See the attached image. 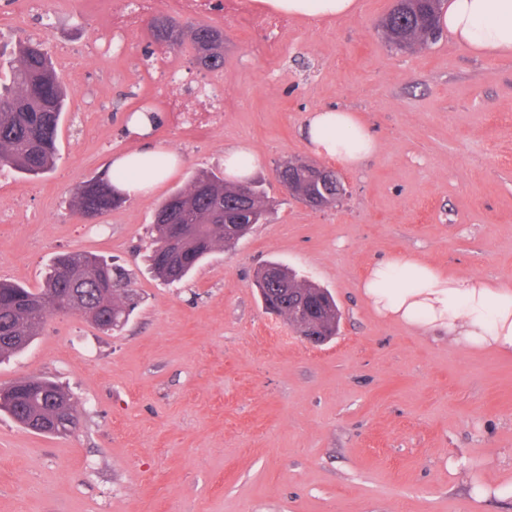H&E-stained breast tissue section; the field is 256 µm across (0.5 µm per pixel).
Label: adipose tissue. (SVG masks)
I'll list each match as a JSON object with an SVG mask.
<instances>
[{"mask_svg": "<svg viewBox=\"0 0 512 512\" xmlns=\"http://www.w3.org/2000/svg\"><path fill=\"white\" fill-rule=\"evenodd\" d=\"M260 9L309 20L343 18L358 10L357 0H257ZM449 38L479 55H512V0H444L439 17ZM307 144L319 157L356 168L378 148L355 115L318 109L305 120ZM129 126L143 144L114 158L112 181L130 194H148L178 165L177 152L147 143V113ZM368 305L381 318L422 332L442 331L465 351L491 348L512 354V283L448 274L420 258L396 255L375 262L360 281Z\"/></svg>", "mask_w": 512, "mask_h": 512, "instance_id": "obj_1", "label": "adipose tissue"}]
</instances>
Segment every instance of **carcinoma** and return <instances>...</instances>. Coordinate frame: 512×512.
<instances>
[{
  "instance_id": "1",
  "label": "carcinoma",
  "mask_w": 512,
  "mask_h": 512,
  "mask_svg": "<svg viewBox=\"0 0 512 512\" xmlns=\"http://www.w3.org/2000/svg\"><path fill=\"white\" fill-rule=\"evenodd\" d=\"M442 0H397V4L381 25V35L390 48L410 45L426 49L441 37L436 17ZM154 38L170 40L179 46L190 41L195 61L208 71L224 67L223 33L210 25L186 28L174 20H163L155 28ZM67 93L43 43L28 40L18 44L9 70L0 78V170L38 176L50 171L59 158L60 124L66 111ZM314 168L306 162H288L278 182L288 177L301 182L304 172ZM124 202L112 197V179L93 177L74 192L73 209L86 215L104 214ZM269 209L262 185L242 196L238 183L224 180L214 171L195 172L187 187L174 191L158 207L152 225V251L149 256L156 278L172 284L183 281L193 268L219 247H227L232 239L231 225L261 224L268 219ZM188 224L191 228L186 249L181 253L159 256L167 251L161 225ZM277 269L286 279V287L271 289L270 299L277 314L293 327H298L296 304L317 296V285L299 281L288 268L269 262L260 269L264 273ZM77 286L94 300L82 315L102 330L120 327L129 315L130 280L125 269L106 259L88 253H70L55 257L38 288H27L0 280V359L23 351L40 335L48 318L54 314L53 299L60 288ZM338 307L332 296L321 303L315 320L336 335ZM12 394L0 398V412L9 414L18 424L32 430L34 417H50L57 411L56 399L66 401V413L79 421L77 401L53 381L39 376L23 377L11 385Z\"/></svg>"
}]
</instances>
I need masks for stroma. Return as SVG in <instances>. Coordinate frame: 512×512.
Returning <instances> with one entry per match:
<instances>
[{
	"mask_svg": "<svg viewBox=\"0 0 512 512\" xmlns=\"http://www.w3.org/2000/svg\"><path fill=\"white\" fill-rule=\"evenodd\" d=\"M344 19L294 20L277 58L250 54L221 11L191 16L224 32L223 128L195 141L162 120L150 141L181 165L155 190L86 218L70 201L114 155L159 47L146 23L112 45L110 74L91 48L101 9L122 0H50L0 32V51L41 39L51 55L80 51L61 70L69 92L60 158L40 177L8 174L18 198L0 223V275L38 287L60 253L123 264L134 289L124 326L103 331L78 313L52 315L0 386L53 379L78 402L67 436L29 432L0 414V512H512V498L473 496L512 482V356L464 352L442 332L380 318L358 283L375 261L424 259L442 271L512 281V57L475 56L448 37L399 53L379 36L394 0H358ZM358 112L379 150L338 167L346 198L327 211L290 197L275 169L312 160L307 112ZM245 141L272 204L234 247L215 250L181 284L149 271L158 204L200 170L223 171ZM282 263L332 294L339 330L307 344L265 312L256 270Z\"/></svg>",
	"mask_w": 512,
	"mask_h": 512,
	"instance_id": "1",
	"label": "stroma"
}]
</instances>
